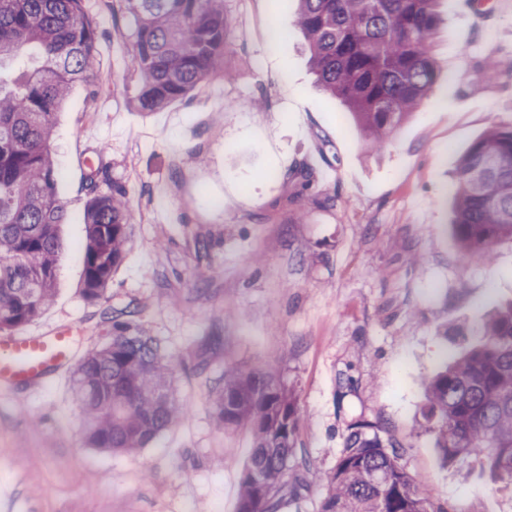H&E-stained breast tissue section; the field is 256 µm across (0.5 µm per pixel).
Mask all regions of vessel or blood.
Masks as SVG:
<instances>
[{
    "label": "vessel or blood",
    "instance_id": "1",
    "mask_svg": "<svg viewBox=\"0 0 512 512\" xmlns=\"http://www.w3.org/2000/svg\"><path fill=\"white\" fill-rule=\"evenodd\" d=\"M76 347L61 327L0 338V393L44 388L65 371Z\"/></svg>",
    "mask_w": 512,
    "mask_h": 512
}]
</instances>
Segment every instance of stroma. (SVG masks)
<instances>
[{"label":"stroma","instance_id":"35a3bbf8","mask_svg":"<svg viewBox=\"0 0 512 512\" xmlns=\"http://www.w3.org/2000/svg\"><path fill=\"white\" fill-rule=\"evenodd\" d=\"M90 81L58 111L51 152L72 223L52 304L27 330L68 327L79 354L127 309L175 374L184 418L134 454L86 448L71 371L41 390L0 394V502L28 512H236L253 438L213 422L220 369L262 368L294 387L296 453L307 487L278 512H318L358 417L383 423L402 462L448 504L512 512V487L471 458L444 466L418 414L442 357L480 341L512 300V242L492 262L462 259L452 233L460 156L489 126L512 125V72L478 82L483 62H512V0H445L441 77L388 147L366 153L345 105L320 91L295 26L297 0H224L223 72L187 99L133 105L131 21L105 0ZM128 192L126 253L104 296L82 293L80 217L88 162ZM465 325L444 339V328Z\"/></svg>","mask_w":512,"mask_h":512}]
</instances>
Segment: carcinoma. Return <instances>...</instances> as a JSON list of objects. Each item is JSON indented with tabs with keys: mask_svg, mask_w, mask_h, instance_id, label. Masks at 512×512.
I'll list each match as a JSON object with an SVG mask.
<instances>
[{
	"mask_svg": "<svg viewBox=\"0 0 512 512\" xmlns=\"http://www.w3.org/2000/svg\"><path fill=\"white\" fill-rule=\"evenodd\" d=\"M445 0H298L316 82L341 100L371 151L379 150L440 77L434 45ZM132 17L130 68L138 109L187 98L216 75L226 48L224 0H108ZM35 52L32 66L0 73V332L30 322L55 295L70 216L56 194L50 149L56 112L71 87L90 80L96 27L84 0H0V63ZM100 165L88 168L90 199L81 223L84 293L101 296L129 243L132 216L124 186L97 192ZM455 236L466 255L489 261L512 239V126L488 128L459 160L454 176ZM111 311L112 336L89 351L72 376L91 448L134 453L175 424L173 370L151 336ZM212 399L226 432L254 442L237 512H276L306 486L310 463L295 453L296 393L262 371L227 365ZM422 415L445 464L476 457L494 480L512 485V302L487 315L481 342L425 381ZM319 512H448L401 463L399 444L361 417L347 427Z\"/></svg>",
	"mask_w": 512,
	"mask_h": 512,
	"instance_id": "obj_1",
	"label": "carcinoma"
}]
</instances>
